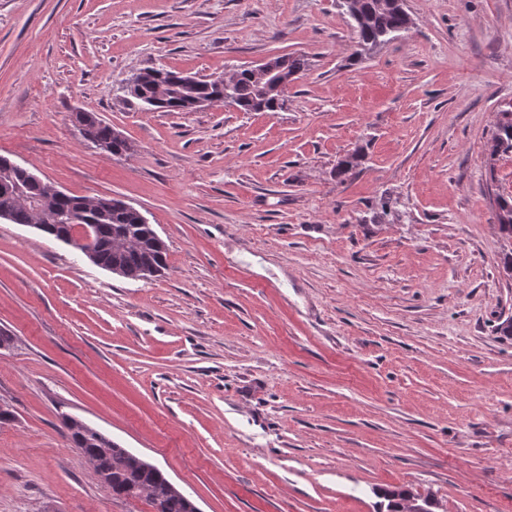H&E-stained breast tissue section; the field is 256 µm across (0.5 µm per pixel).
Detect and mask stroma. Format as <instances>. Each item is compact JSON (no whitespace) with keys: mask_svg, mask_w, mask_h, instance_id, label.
Instances as JSON below:
<instances>
[{"mask_svg":"<svg viewBox=\"0 0 512 512\" xmlns=\"http://www.w3.org/2000/svg\"><path fill=\"white\" fill-rule=\"evenodd\" d=\"M404 7L355 63L336 0H0V156L124 199L167 249L130 280L0 220V512H151L112 498L66 415L199 512H379L397 488L512 512V156L487 164L512 0ZM283 55L307 66L278 112L148 111L120 88ZM77 112L133 153L85 142ZM496 220L498 231L506 249L502 252L503 269L507 275H512V195L498 194L496 197Z\"/></svg>","mask_w":512,"mask_h":512,"instance_id":"obj_1","label":"stroma"}]
</instances>
